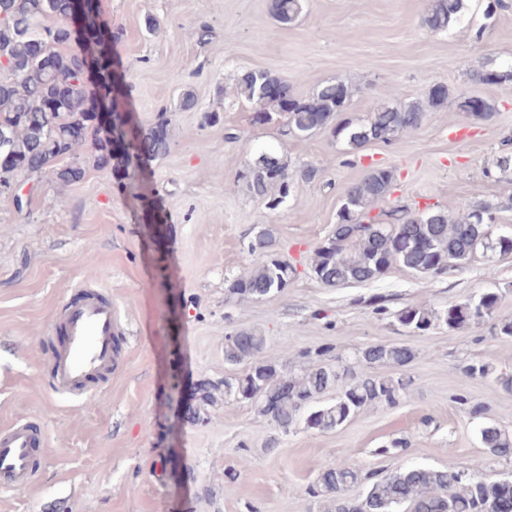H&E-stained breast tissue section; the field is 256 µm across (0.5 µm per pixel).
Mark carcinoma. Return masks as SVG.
Wrapping results in <instances>:
<instances>
[{"label":"carcinoma","mask_w":512,"mask_h":512,"mask_svg":"<svg viewBox=\"0 0 512 512\" xmlns=\"http://www.w3.org/2000/svg\"><path fill=\"white\" fill-rule=\"evenodd\" d=\"M301 0H268L270 16L282 24L295 22L302 13ZM79 14L80 28L73 34L66 26ZM464 0H431L423 24L433 33H444L462 20ZM111 25L104 19L97 0H0V190L13 184L15 168L31 183L51 168L57 180L71 184L83 177V169L69 165L52 168V163L73 156L94 135L98 159L106 164L118 153H129L150 162L166 155L171 147L170 120L166 113L146 126L134 128L118 103L119 80L112 55L102 52ZM76 43L69 53L61 47ZM100 57L91 76L83 74V58ZM472 82L496 85L512 82V64L498 68H477ZM236 98L260 105L255 113L259 123L286 115L284 134L308 138L329 130L349 150L358 151L371 142L390 143L419 129L429 109L441 107L448 91L434 86L427 102L378 105L361 124L336 121L345 111L352 89L341 80L321 85L312 96L298 98L291 82L269 71H248L234 83ZM463 95L458 111L476 120H489L496 106L483 101L479 112H469ZM318 170L307 164L293 170L270 149L238 174L247 192L272 205L285 197L295 182L311 183ZM396 174L393 169L371 167L365 175L345 187L344 202L328 237L315 249L310 274L327 288L367 284L379 280L392 267L400 266L422 274L443 275L478 257L512 254V235L493 236L494 213L512 209V199L484 203L471 211L451 217L448 211L430 206L422 211L407 206L393 208L387 223L370 217V207L390 195ZM274 240L259 229L248 242L251 253L264 260L244 274L227 281L226 300H259L283 292L294 281L297 269L274 253ZM499 295H472L439 312L427 304L405 306L394 314L400 326L414 333L428 331L436 322L450 330L490 317L497 309ZM267 338L241 329L224 336V359L231 364L244 361L248 367L224 383L203 379L195 385V397L183 413L198 424L208 420V409L221 397L234 396L254 405L270 424L286 433L301 423L304 429L328 433L368 407L398 405L411 378L394 377L376 371L378 367H408L413 349L403 342L378 343L354 352L353 360L327 364L323 356L330 347L302 353L305 365L297 374H285L281 366L262 356ZM366 371L357 373L355 366ZM463 372L472 378H488L512 391V372H498L488 363L468 364ZM336 399L320 400L330 391ZM486 452L494 457H512V433L486 424L479 430ZM366 485L363 497L351 490ZM315 498L329 502V512H491L500 501L512 498V481L488 480L463 470L409 467L381 475L365 473L349 458L323 469L309 487Z\"/></svg>","instance_id":"1"}]
</instances>
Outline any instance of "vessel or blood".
I'll return each instance as SVG.
<instances>
[{"label":"vessel or blood","mask_w":512,"mask_h":512,"mask_svg":"<svg viewBox=\"0 0 512 512\" xmlns=\"http://www.w3.org/2000/svg\"><path fill=\"white\" fill-rule=\"evenodd\" d=\"M56 327L65 340L50 363L53 388L62 394L94 392L120 361L115 341L122 324L111 299L98 286L81 284L77 298L61 307ZM44 445L40 431L26 422L0 427V486L14 490L30 486L37 454Z\"/></svg>","instance_id":"obj_1"}]
</instances>
